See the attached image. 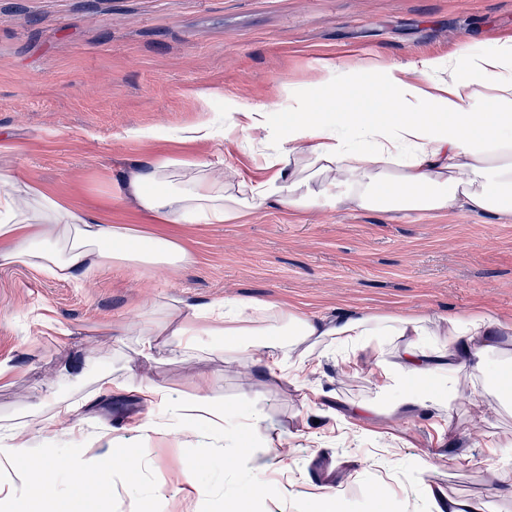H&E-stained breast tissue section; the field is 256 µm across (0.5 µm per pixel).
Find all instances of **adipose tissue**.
Instances as JSON below:
<instances>
[{"instance_id": "obj_1", "label": "adipose tissue", "mask_w": 512, "mask_h": 512, "mask_svg": "<svg viewBox=\"0 0 512 512\" xmlns=\"http://www.w3.org/2000/svg\"><path fill=\"white\" fill-rule=\"evenodd\" d=\"M325 98L289 113L285 127L271 125L264 104L238 107L224 129L230 143L273 144L260 159L268 175L246 180L223 164L163 158L127 171L113 184L115 197L133 201L148 222L224 224L269 205L307 211L347 205L384 212L450 211L512 217V38L465 67L455 57L405 66L371 63L388 94L376 111L352 115L334 109L349 92L338 83L335 62L323 61ZM177 236L108 223L99 212L75 207L30 181L0 172V267L18 263L58 280L92 276L110 267H177L192 260ZM162 319H148L137 355L153 360L157 349L171 358L206 351L225 368L259 363L275 378L295 379L318 358L339 355L343 380L369 381L387 403L354 404L361 417L386 413L402 418L425 411L452 426L458 402L470 406L471 438L487 450L478 467L487 495L464 496L427 482L425 499L437 512H497L491 494L512 489V430L490 431L494 416L512 409V317L486 310L354 313L328 317L255 298H233L201 307L182 300L161 303ZM113 392H137L150 418L142 437L176 436L188 444L209 434L230 469L252 477L251 491L265 496L266 456L276 443L265 434V417L224 404L203 386L187 392L128 377ZM96 443L107 449L72 458L71 476L93 475L134 483L143 463L115 455L119 436L106 429ZM28 452L18 430L0 434V480L9 504L54 487L51 463L20 467Z\"/></svg>"}]
</instances>
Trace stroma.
<instances>
[{
	"label": "stroma",
	"mask_w": 512,
	"mask_h": 512,
	"mask_svg": "<svg viewBox=\"0 0 512 512\" xmlns=\"http://www.w3.org/2000/svg\"><path fill=\"white\" fill-rule=\"evenodd\" d=\"M512 36V0H0V172L28 179L76 206L103 201L111 180L154 159H223L247 179L267 172L250 153L225 142L181 143L172 134L200 119L196 93L213 92L217 126L235 105L267 103L283 126L288 102L322 96L319 63L335 60L338 80L356 91L340 99L348 112L374 111L386 89L368 80L372 60L406 65L455 55L466 62ZM156 127L139 140L131 129ZM196 256L181 267H111L74 284L25 265L0 267V361L13 375L0 382V420L25 424L38 466L44 448L70 458L80 441L66 423L44 426L56 399L78 402L87 435L109 426L121 450L138 449L151 467L138 490L87 479L74 488L68 470L53 491L17 502L14 512H315V486L342 491L339 512H406L418 500L420 458L433 483L483 492L476 469L457 464L487 450L467 442L466 411L456 439L428 416L393 423L385 450L357 418L340 420L345 404L375 399L367 377L342 381L335 358L321 359L299 386L272 380L264 368L225 371L199 356L134 361V331L166 297L204 306L232 296L286 304L307 313L491 308L512 316V220L464 209L446 212L350 210L321 205L306 213L281 206L231 224H166ZM62 323L49 332L38 316ZM128 336L116 339L113 328ZM189 388L198 382L227 402L258 407L285 451L267 460L270 494L248 493L250 476L226 477L215 449L143 439L149 412L133 393H100L103 378L127 371ZM199 478L223 483V498H185L176 475L200 455ZM384 485L385 501L371 490ZM295 496H288L287 487Z\"/></svg>",
	"instance_id": "35a3bbf8"
}]
</instances>
